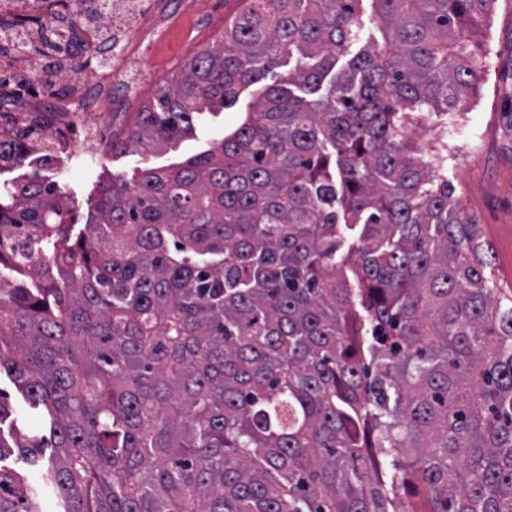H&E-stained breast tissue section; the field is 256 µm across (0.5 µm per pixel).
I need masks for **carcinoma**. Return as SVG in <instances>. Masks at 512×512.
<instances>
[{
    "label": "carcinoma",
    "instance_id": "cac0c4a2",
    "mask_svg": "<svg viewBox=\"0 0 512 512\" xmlns=\"http://www.w3.org/2000/svg\"><path fill=\"white\" fill-rule=\"evenodd\" d=\"M356 2L246 0L112 148L166 149L295 52L301 94L112 177L88 224L53 182L0 201V372L49 432L0 401V512H40L13 454L62 512H512V289L421 142L495 0H372L382 41L321 96ZM6 464L9 465L10 467L16 469L19 473L26 475L28 477L29 481H31L33 484L38 486V488L40 490V496H41V509L43 512L51 511V509L53 510L51 512H59L60 504H59V499L57 497L56 489L51 485L43 483L41 480V475L39 474L38 471H36L30 465L25 464L20 459V457L16 456V455L10 457V459L6 461ZM48 492L52 493V498H51L52 508H51L50 501H48L49 503L46 508L47 510L44 511V504L48 500L47 499Z\"/></svg>",
    "mask_w": 512,
    "mask_h": 512
}]
</instances>
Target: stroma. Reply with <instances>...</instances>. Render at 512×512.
<instances>
[{"label": "stroma", "instance_id": "obj_1", "mask_svg": "<svg viewBox=\"0 0 512 512\" xmlns=\"http://www.w3.org/2000/svg\"><path fill=\"white\" fill-rule=\"evenodd\" d=\"M138 12L120 25L100 26L82 18V5L63 0L47 11L55 24L72 26L82 50L81 72L58 68L49 52L33 46L39 68L10 63L0 48V129H36L34 150L24 161L0 162V192L41 179L61 187L71 221L84 224L95 211L100 184L138 170L165 168L208 149L212 139L232 132L250 112L263 87L244 90L236 103L216 114H202L195 133L172 149L148 153L135 147L113 149L136 112L158 90L171 85L194 57L223 37L242 7L240 0H137ZM473 48L486 61L482 82L467 112L437 122L426 116L429 138L448 143L447 175L455 197L478 224L492 249L488 271L496 283L512 288V0H496L491 17L480 24ZM95 78L84 96L68 95L74 76ZM108 85L110 109H92L97 82ZM67 102L66 120H53L58 102Z\"/></svg>", "mask_w": 512, "mask_h": 512}]
</instances>
